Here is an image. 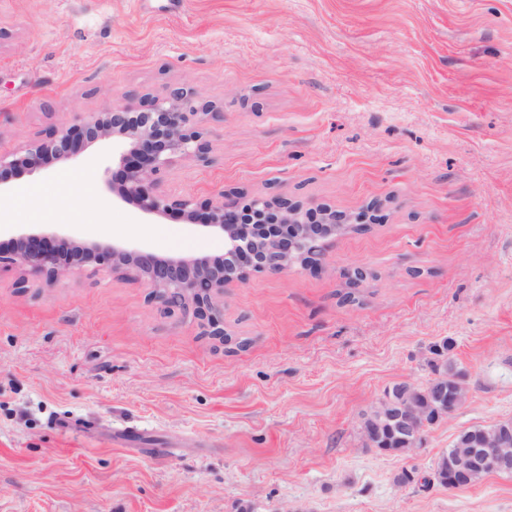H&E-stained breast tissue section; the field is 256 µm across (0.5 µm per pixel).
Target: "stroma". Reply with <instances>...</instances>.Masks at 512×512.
Instances as JSON below:
<instances>
[{
    "label": "stroma",
    "instance_id": "1",
    "mask_svg": "<svg viewBox=\"0 0 512 512\" xmlns=\"http://www.w3.org/2000/svg\"><path fill=\"white\" fill-rule=\"evenodd\" d=\"M176 88L216 117L171 196L376 218L321 269L225 288L239 349L117 273L19 289L1 272L0 512H512V476L395 481L512 419V0H0V154ZM121 151L6 171L0 201L40 195L0 239L222 255V235L116 197ZM447 361L465 402L411 454L366 447L385 389Z\"/></svg>",
    "mask_w": 512,
    "mask_h": 512
}]
</instances>
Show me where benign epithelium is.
<instances>
[{"label": "benign epithelium", "mask_w": 512, "mask_h": 512, "mask_svg": "<svg viewBox=\"0 0 512 512\" xmlns=\"http://www.w3.org/2000/svg\"><path fill=\"white\" fill-rule=\"evenodd\" d=\"M207 110L182 90L137 106L113 103L76 125L50 131L22 155H0V172L19 166L36 171L51 158H73L90 143L118 136L127 144L119 158V195L145 213L178 211L194 226L221 232L224 255L159 256L139 246H118L104 239L80 244L65 233L44 230L21 233L1 243L0 271L18 272L16 287L21 289L31 282L50 286L84 271L119 272L145 283L152 298L164 308L192 317L204 335L222 341L227 335L224 288L244 282L250 273H286L297 262L316 268L336 241V225L370 222L367 211L351 216L326 206L306 208L280 197L259 195L241 205L224 199L222 190L200 202L167 194L161 182L163 173L186 158L208 161L202 131ZM434 400L430 407L398 406L387 397L374 411L398 439L416 444L427 427L457 410L462 396L450 398L446 387L437 384ZM511 447V421L479 430L466 447L453 449L458 479L448 481V488L472 486L467 478L474 469L511 473Z\"/></svg>", "instance_id": "7a95c632"}]
</instances>
